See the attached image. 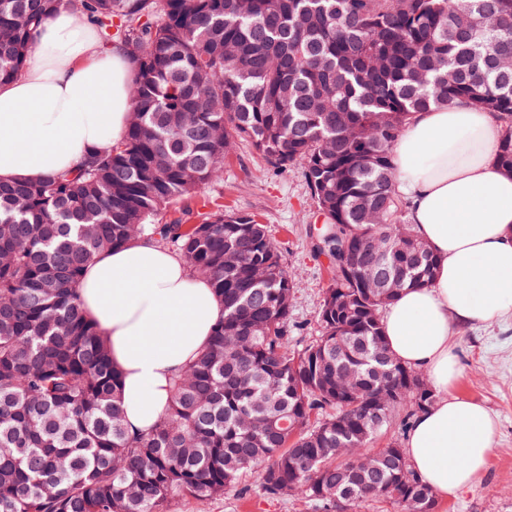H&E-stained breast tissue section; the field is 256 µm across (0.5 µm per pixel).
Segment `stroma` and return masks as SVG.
I'll return each mask as SVG.
<instances>
[{"mask_svg":"<svg viewBox=\"0 0 512 512\" xmlns=\"http://www.w3.org/2000/svg\"><path fill=\"white\" fill-rule=\"evenodd\" d=\"M215 199L225 211L245 213L266 224L295 276L292 307L294 335L318 336V312L331 274L314 252L311 225L322 223L299 170L279 173L248 145H240L224 162L221 180L205 184L189 208ZM460 374L449 395L483 404L496 418L498 438L486 466L468 488L440 497L435 512H512V315L482 325L452 329ZM247 496L227 490L224 496L198 501L175 492L170 512H315L298 499L270 500L258 486L257 471L241 478Z\"/></svg>","mask_w":512,"mask_h":512,"instance_id":"35a3bbf8","label":"stroma"}]
</instances>
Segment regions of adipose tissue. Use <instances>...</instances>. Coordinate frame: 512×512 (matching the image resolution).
<instances>
[{
  "mask_svg": "<svg viewBox=\"0 0 512 512\" xmlns=\"http://www.w3.org/2000/svg\"><path fill=\"white\" fill-rule=\"evenodd\" d=\"M134 77L126 53L102 44L80 10L54 13L36 32L22 75L0 84V183L72 170L121 141ZM500 134L494 113L454 104L415 113L393 148L408 221L440 262L431 286L404 290L382 324L394 356L433 388L406 444L437 495L477 478L498 433L483 405L448 389L459 374L452 324L480 326L512 313V176L496 161ZM78 288L121 376L125 426L146 433L167 409L174 377L207 345L224 303L147 236L96 255Z\"/></svg>",
  "mask_w": 512,
  "mask_h": 512,
  "instance_id": "1",
  "label": "adipose tissue"
}]
</instances>
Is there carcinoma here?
<instances>
[{
    "instance_id": "obj_1",
    "label": "carcinoma",
    "mask_w": 512,
    "mask_h": 512,
    "mask_svg": "<svg viewBox=\"0 0 512 512\" xmlns=\"http://www.w3.org/2000/svg\"><path fill=\"white\" fill-rule=\"evenodd\" d=\"M76 7L136 64L126 137L76 169L0 184V512H169L260 467L263 495L318 512L366 501L433 512L400 441L433 400L398 362L382 312L431 284L438 256L407 222L392 150L416 112L495 113L512 174V0H0V82L37 28ZM249 144L301 170L333 276L319 336L292 344L294 280L267 227L212 200L154 223ZM148 235L224 300L147 433L77 283Z\"/></svg>"
}]
</instances>
